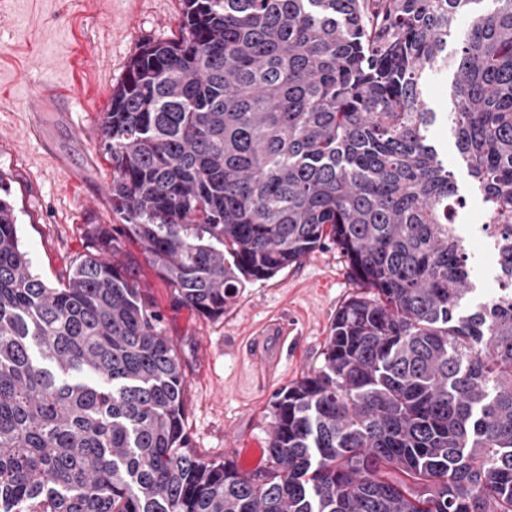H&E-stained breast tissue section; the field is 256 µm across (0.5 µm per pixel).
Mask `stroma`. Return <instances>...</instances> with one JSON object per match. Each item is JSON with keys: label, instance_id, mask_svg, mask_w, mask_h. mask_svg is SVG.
Instances as JSON below:
<instances>
[{"label": "stroma", "instance_id": "obj_1", "mask_svg": "<svg viewBox=\"0 0 512 512\" xmlns=\"http://www.w3.org/2000/svg\"><path fill=\"white\" fill-rule=\"evenodd\" d=\"M182 0H15L0 12V176L19 217L31 271L50 283L84 252L89 224L112 226V168L100 150V114L131 58L147 42L180 34ZM57 83L73 103L39 98ZM37 124L39 137L29 136ZM447 155L464 200L463 245L475 267V301L496 290L497 262L479 227L483 203L472 189L443 121L430 129ZM131 272L162 319L185 372V429L208 460H232L240 473L266 465L275 396L323 363L340 306L361 285L333 242L300 263L244 288L219 318L180 305L147 262L139 243L121 244ZM285 333L276 372L261 378L253 345L271 327Z\"/></svg>", "mask_w": 512, "mask_h": 512}]
</instances>
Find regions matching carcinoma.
<instances>
[{"label": "carcinoma", "instance_id": "carcinoma-1", "mask_svg": "<svg viewBox=\"0 0 512 512\" xmlns=\"http://www.w3.org/2000/svg\"><path fill=\"white\" fill-rule=\"evenodd\" d=\"M450 65L498 264L464 314L425 100ZM100 129L122 224L87 225L56 285L0 178V512H512V0H183ZM123 237L208 318L327 240L367 287L277 394L265 470L190 448L181 360Z\"/></svg>", "mask_w": 512, "mask_h": 512}]
</instances>
